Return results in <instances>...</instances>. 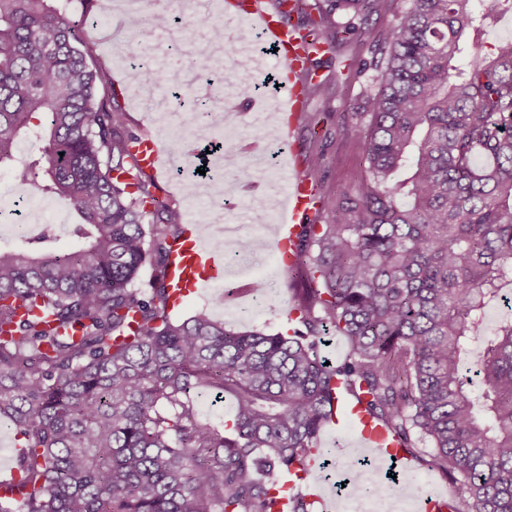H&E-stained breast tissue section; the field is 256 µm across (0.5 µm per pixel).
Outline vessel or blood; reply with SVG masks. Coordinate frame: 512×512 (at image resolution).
I'll use <instances>...</instances> for the list:
<instances>
[{
  "instance_id": "obj_1",
  "label": "vessel or blood",
  "mask_w": 512,
  "mask_h": 512,
  "mask_svg": "<svg viewBox=\"0 0 512 512\" xmlns=\"http://www.w3.org/2000/svg\"><path fill=\"white\" fill-rule=\"evenodd\" d=\"M224 7L227 21L246 19L253 22L265 41L277 49L280 60L278 84L283 93L280 110L288 116L282 139L293 161L288 169L280 233L283 243L292 245L300 226L308 223L319 208L317 189L301 172L302 152L294 138L299 114L307 105L303 89L307 79L308 36L292 22L284 20L280 10L263 9L261 0H224ZM132 151L139 166L147 173H157L164 163L163 148L153 137L138 138ZM223 276V254L205 247L195 230H186L179 239L172 241L166 266V282L172 301L182 302L188 294L221 280ZM356 423V439L360 447L375 449L387 461L403 462V450L383 428L362 415L357 417Z\"/></svg>"
}]
</instances>
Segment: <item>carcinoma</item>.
Here are the masks:
<instances>
[{"instance_id": "1", "label": "carcinoma", "mask_w": 512, "mask_h": 512, "mask_svg": "<svg viewBox=\"0 0 512 512\" xmlns=\"http://www.w3.org/2000/svg\"><path fill=\"white\" fill-rule=\"evenodd\" d=\"M394 4L323 0L311 24L365 37ZM503 12L512 0H408L372 45L370 121L345 130L360 184L301 225L285 336L172 321L183 213L143 178L97 43L66 3L0 0V168L81 219L73 249L46 233L0 249V419L22 448L0 512H314L283 479L307 483L347 395L410 456L431 449L454 512H512V41H483ZM192 26L224 41L210 13ZM493 303L507 314L489 327ZM197 389L232 403L223 423L196 418Z\"/></svg>"}]
</instances>
